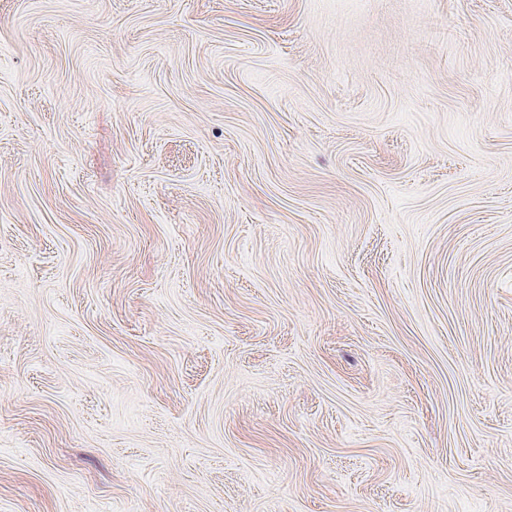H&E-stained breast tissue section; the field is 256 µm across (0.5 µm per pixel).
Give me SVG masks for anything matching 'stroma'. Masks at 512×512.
Returning a JSON list of instances; mask_svg holds the SVG:
<instances>
[{
	"instance_id": "obj_1",
	"label": "stroma",
	"mask_w": 512,
	"mask_h": 512,
	"mask_svg": "<svg viewBox=\"0 0 512 512\" xmlns=\"http://www.w3.org/2000/svg\"><path fill=\"white\" fill-rule=\"evenodd\" d=\"M0 512H512V0H0Z\"/></svg>"
}]
</instances>
